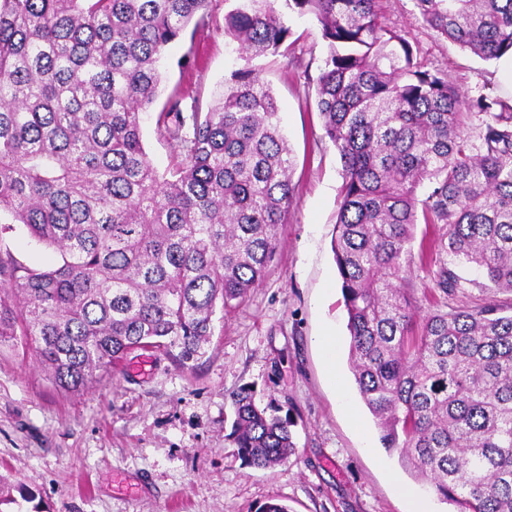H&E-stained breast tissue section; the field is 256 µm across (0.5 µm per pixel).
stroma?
<instances>
[{
    "mask_svg": "<svg viewBox=\"0 0 512 512\" xmlns=\"http://www.w3.org/2000/svg\"><path fill=\"white\" fill-rule=\"evenodd\" d=\"M224 0H210L207 24L164 52L173 92L209 107L232 70L253 64L271 87L295 164V201L279 229L263 282L216 327L208 358L186 372L151 351L129 354L115 373L80 392L53 383L26 337L0 342V478L31 490L28 503L0 512H452L387 452L361 400L348 362L347 312L331 241L342 165L316 108L318 69L326 53L313 16L289 13L303 68L280 56L247 59L224 35ZM382 22L401 30L418 62L439 69L463 101L512 102V68L486 62L426 27L415 0H379ZM143 145L159 172L180 155L147 113ZM0 250L41 267L55 253L24 225L0 236ZM336 336L332 383L320 356L322 329ZM249 389L257 404L289 417L296 453L271 469L247 466L230 440L233 399Z\"/></svg>",
    "mask_w": 512,
    "mask_h": 512,
    "instance_id": "stroma-1",
    "label": "stroma"
}]
</instances>
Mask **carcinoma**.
Returning a JSON list of instances; mask_svg holds the SVG:
<instances>
[{
    "mask_svg": "<svg viewBox=\"0 0 512 512\" xmlns=\"http://www.w3.org/2000/svg\"><path fill=\"white\" fill-rule=\"evenodd\" d=\"M224 36L250 58L299 63L278 0H227ZM313 16L326 54L316 79L325 136L343 167L332 250L349 359L384 448L455 512H512V304L421 311L414 259L433 288L512 292V104L462 108L446 74L422 68L377 0H285ZM422 21L484 61L512 55V0H415ZM208 0H0V217L61 263L0 255V339L31 338L52 381L77 391L136 349L192 370L217 312L249 296L293 203V159L270 87L251 66L207 111L171 97L156 116L184 158L165 173L142 143L166 46ZM481 116L471 135L472 115ZM427 188L424 197L418 191ZM429 229L413 252L416 225ZM252 467L295 453L289 423L234 402Z\"/></svg>",
    "mask_w": 512,
    "mask_h": 512,
    "instance_id": "1",
    "label": "carcinoma"
}]
</instances>
